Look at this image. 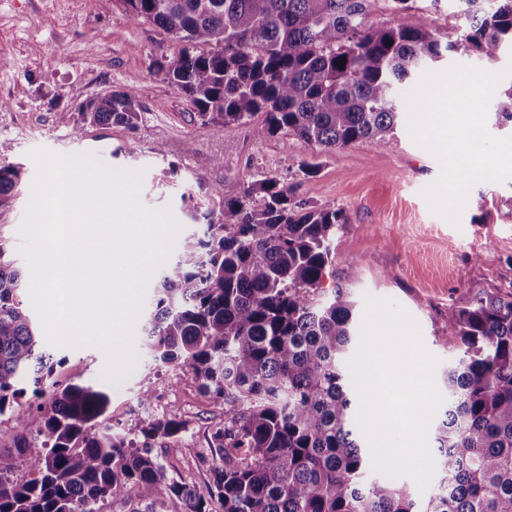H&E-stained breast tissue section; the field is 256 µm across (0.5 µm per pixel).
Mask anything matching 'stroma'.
Returning a JSON list of instances; mask_svg holds the SVG:
<instances>
[{"label":"stroma","instance_id":"1","mask_svg":"<svg viewBox=\"0 0 512 512\" xmlns=\"http://www.w3.org/2000/svg\"><path fill=\"white\" fill-rule=\"evenodd\" d=\"M414 26L455 34L465 21L456 0H425L411 16ZM182 49L153 24L126 13L121 0H0V164L21 171L20 184L0 208V240L12 256L22 243L18 227L36 175L32 152L91 154L104 164L142 173L140 199L169 209L180 237L200 232L193 211L213 206L211 186L277 176L293 202L333 206L348 217L336 235L334 266L348 273L357 316L372 296L397 301L417 321L425 350L437 360L442 381L454 354L441 338L451 308L484 290L512 291V179L483 181L469 191L458 223L431 210L423 192L438 178L440 164L417 144L407 124L392 142L366 140L325 153L281 133L254 139L250 127L225 128L200 119L196 108L151 60ZM136 89L135 127L82 124L80 108L113 91ZM166 154H158V146ZM316 164L313 176L302 163ZM138 360L130 378L108 385L107 412L114 429L170 412L186 423L181 435L153 441L167 476L205 490L214 461L208 449L222 411L199 391L190 371L159 366L135 338ZM59 386L97 384L106 365L96 347H51ZM151 390L152 406L140 393Z\"/></svg>","mask_w":512,"mask_h":512}]
</instances>
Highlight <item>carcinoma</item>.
Wrapping results in <instances>:
<instances>
[{"label": "carcinoma", "mask_w": 512, "mask_h": 512, "mask_svg": "<svg viewBox=\"0 0 512 512\" xmlns=\"http://www.w3.org/2000/svg\"><path fill=\"white\" fill-rule=\"evenodd\" d=\"M126 12L184 44L156 58L202 118L252 126L259 140L286 132L321 152L391 140L398 87L449 51L495 61L512 51V0H457L468 27L451 37L410 23L418 0H121ZM392 17L377 25L379 11ZM346 62L338 66L340 59ZM512 122V83L493 98ZM83 122L136 125L138 93L113 91L81 108ZM262 116V121L255 117ZM20 170L0 165V207ZM205 230L160 269L141 332L154 361L191 370L224 423L208 448L206 493L171 481L147 446L186 427L176 414L125 433L106 424L110 396L93 385L57 387L42 352L25 276L0 241V417L15 451L0 449V512H512V293L482 291L442 328L448 367L432 426L436 479L426 505L407 487L366 479L370 449L347 366L359 342L354 304L333 276L331 206L292 201L277 178L215 187ZM40 399L23 410L26 388ZM30 474L18 480L19 464Z\"/></svg>", "instance_id": "cac0c4a2"}]
</instances>
